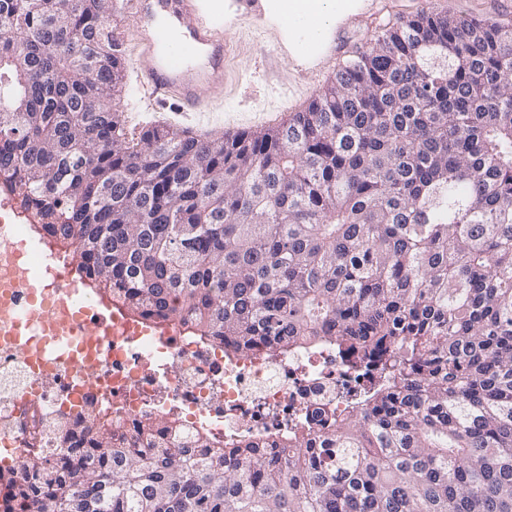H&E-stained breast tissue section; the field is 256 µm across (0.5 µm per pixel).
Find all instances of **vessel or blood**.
Returning a JSON list of instances; mask_svg holds the SVG:
<instances>
[{
  "mask_svg": "<svg viewBox=\"0 0 512 512\" xmlns=\"http://www.w3.org/2000/svg\"><path fill=\"white\" fill-rule=\"evenodd\" d=\"M139 34L144 86L160 105L195 110L217 89L229 44L208 25L192 23L197 0H125Z\"/></svg>",
  "mask_w": 512,
  "mask_h": 512,
  "instance_id": "1",
  "label": "vessel or blood"
}]
</instances>
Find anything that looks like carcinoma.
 Masks as SVG:
<instances>
[{
    "mask_svg": "<svg viewBox=\"0 0 512 512\" xmlns=\"http://www.w3.org/2000/svg\"><path fill=\"white\" fill-rule=\"evenodd\" d=\"M110 0H0V189L81 283L228 354L334 348L360 396L282 446L87 415L25 512H512V27L383 28L281 126L127 132Z\"/></svg>",
    "mask_w": 512,
    "mask_h": 512,
    "instance_id": "obj_1",
    "label": "carcinoma"
}]
</instances>
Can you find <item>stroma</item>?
I'll use <instances>...</instances> for the list:
<instances>
[{"label": "stroma", "instance_id": "obj_1", "mask_svg": "<svg viewBox=\"0 0 512 512\" xmlns=\"http://www.w3.org/2000/svg\"><path fill=\"white\" fill-rule=\"evenodd\" d=\"M114 2L112 35L122 50L126 81L138 90L134 103L118 105L129 127L164 121L218 132L273 128L309 103L385 24L436 11L512 26L506 0H357V7L341 13L313 47L307 29L287 34L281 16L289 0H199L195 22L223 30L230 48L219 87L205 92L203 114L197 118L158 106L142 92L138 34L121 8L123 0Z\"/></svg>", "mask_w": 512, "mask_h": 512}]
</instances>
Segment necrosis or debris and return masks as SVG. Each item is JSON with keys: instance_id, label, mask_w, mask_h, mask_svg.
Returning a JSON list of instances; mask_svg holds the SVG:
<instances>
[{"instance_id": "4bbe7bcc", "label": "necrosis or debris", "mask_w": 512, "mask_h": 512, "mask_svg": "<svg viewBox=\"0 0 512 512\" xmlns=\"http://www.w3.org/2000/svg\"><path fill=\"white\" fill-rule=\"evenodd\" d=\"M10 233L0 234V306L28 305L29 293L15 279L6 253L23 240L24 224L8 213ZM18 336L0 315V463L20 467L46 459L57 429L71 427L85 411L121 417L125 437L143 415L176 417L183 444L204 430L227 441L254 436L282 439L276 420L321 407L347 408L351 373L335 350L280 353L259 349L229 355L184 335L166 323L150 335L132 336L124 327L102 323L97 302L85 297L71 331L96 328L97 343L59 348V331L38 325Z\"/></svg>"}]
</instances>
